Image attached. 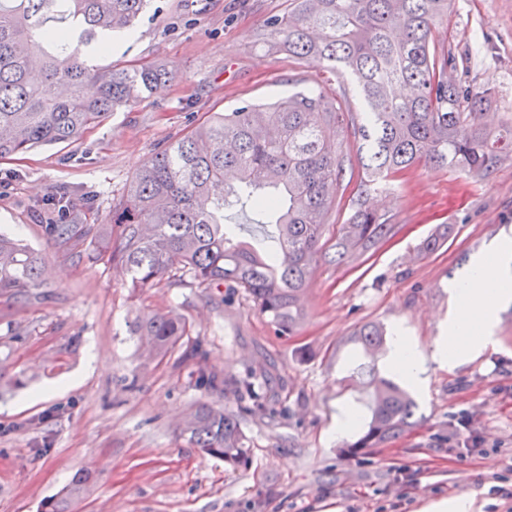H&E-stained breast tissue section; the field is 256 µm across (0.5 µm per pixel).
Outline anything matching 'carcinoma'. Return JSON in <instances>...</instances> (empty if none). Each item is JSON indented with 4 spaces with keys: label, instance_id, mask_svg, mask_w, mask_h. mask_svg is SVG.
Returning a JSON list of instances; mask_svg holds the SVG:
<instances>
[{
    "label": "carcinoma",
    "instance_id": "obj_1",
    "mask_svg": "<svg viewBox=\"0 0 512 512\" xmlns=\"http://www.w3.org/2000/svg\"><path fill=\"white\" fill-rule=\"evenodd\" d=\"M453 0H293L267 23L271 42L288 56L335 74H350L361 98L354 111L322 88L275 103H247L217 113L148 159L135 174L114 223L119 244L109 260L145 288L181 273L201 286L242 289L280 336L304 320L301 298L321 251L327 215L349 161L344 137L360 140L363 176L354 211L336 228V262L357 259L395 233L365 206L381 183L423 164L478 178L512 155V123L497 133L482 124L487 95L448 80L456 59L434 37ZM149 0H0V158L58 144H77L110 112L136 101L167 78L158 63L91 65L82 51L106 54L112 34L130 33ZM248 208L273 226L275 246L259 250L224 224V212ZM55 244L98 235L87 224H48ZM45 259L0 234V297L38 298ZM134 333L164 358L188 335L170 310L138 321ZM358 342L373 354L384 343L378 324ZM372 389L367 431L345 449L358 456L416 425L417 404L371 364L359 368ZM237 409L200 404L181 435L201 452L237 468L249 460L240 427L246 415L271 414L267 393L248 379L224 377ZM94 476L79 474L41 512H72Z\"/></svg>",
    "mask_w": 512,
    "mask_h": 512
}]
</instances>
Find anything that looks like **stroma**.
Returning a JSON list of instances; mask_svg holds the SVG:
<instances>
[{"label": "stroma", "mask_w": 512, "mask_h": 512, "mask_svg": "<svg viewBox=\"0 0 512 512\" xmlns=\"http://www.w3.org/2000/svg\"><path fill=\"white\" fill-rule=\"evenodd\" d=\"M292 0H152L132 39L114 38L100 63L164 64L171 77L111 112L80 143L0 160V231L39 250L53 274L39 298H0V512H39L78 472L96 477L76 512H422L430 501L474 496L477 512L512 506V304L498 312L497 345L459 366L430 356L450 308L448 285L500 236L512 237V156L481 178L417 166L383 183L367 202L397 227L375 253L319 260L305 292L306 316L276 335L240 290L184 279L131 288L100 259L115 239L99 235L59 250L45 225L112 224L141 165L213 113L267 101L322 81L359 101L348 77L297 62L269 43L267 23ZM458 60L452 80L491 90L487 127L512 121V0H455L434 29ZM438 251L420 242L438 225ZM172 310L189 326L182 347L154 359L131 333L135 320ZM402 327L427 357L409 390L419 423L358 458L343 449L371 419L353 377L367 356L356 330ZM202 353L190 356L192 345ZM94 371H85L87 356ZM254 373L273 395V415L246 417V466L233 469L193 448L179 426L195 405L235 408L199 369ZM79 376L46 401L30 392ZM358 419L336 433L343 407ZM466 426H459V419Z\"/></svg>", "instance_id": "1"}]
</instances>
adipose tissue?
Here are the masks:
<instances>
[{
  "instance_id": "obj_1",
  "label": "adipose tissue",
  "mask_w": 512,
  "mask_h": 512,
  "mask_svg": "<svg viewBox=\"0 0 512 512\" xmlns=\"http://www.w3.org/2000/svg\"><path fill=\"white\" fill-rule=\"evenodd\" d=\"M453 296L447 334L431 354L441 365L477 358L494 346L496 313L512 303V240L494 242L489 259L473 262L455 282ZM387 363L404 380L419 382L424 361L409 337L400 333L392 337Z\"/></svg>"
}]
</instances>
